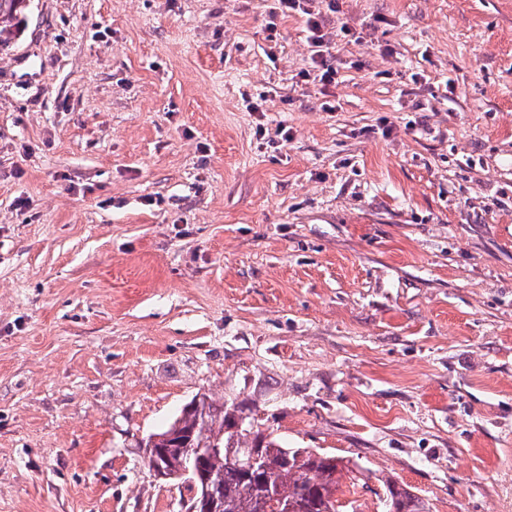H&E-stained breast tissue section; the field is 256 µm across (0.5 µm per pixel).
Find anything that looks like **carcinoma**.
Wrapping results in <instances>:
<instances>
[{
	"label": "carcinoma",
	"instance_id": "1",
	"mask_svg": "<svg viewBox=\"0 0 512 512\" xmlns=\"http://www.w3.org/2000/svg\"><path fill=\"white\" fill-rule=\"evenodd\" d=\"M25 0H0V45L12 34ZM202 411L182 410L166 428L151 434L144 448H160L174 469L182 448H216L191 473L197 486L210 482L224 501L223 512H342L339 494L353 471L340 457L310 448H290L259 426L236 429V417L253 410L245 402L217 403L202 393ZM382 512H428L408 485L383 476L371 490Z\"/></svg>",
	"mask_w": 512,
	"mask_h": 512
}]
</instances>
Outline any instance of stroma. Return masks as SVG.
<instances>
[{
    "mask_svg": "<svg viewBox=\"0 0 512 512\" xmlns=\"http://www.w3.org/2000/svg\"><path fill=\"white\" fill-rule=\"evenodd\" d=\"M26 0L0 49V512H186L196 394L512 512V0ZM276 40H269L270 31ZM290 140H283L282 131ZM278 9L283 16L288 17V13H296L304 18L309 40L312 47L313 57V80H318L323 85L335 83L338 73L335 66L328 64L326 54H330L329 47L324 40L322 33V12L319 6L314 5L316 0H277Z\"/></svg>",
    "mask_w": 512,
    "mask_h": 512,
    "instance_id": "obj_1",
    "label": "stroma"
}]
</instances>
